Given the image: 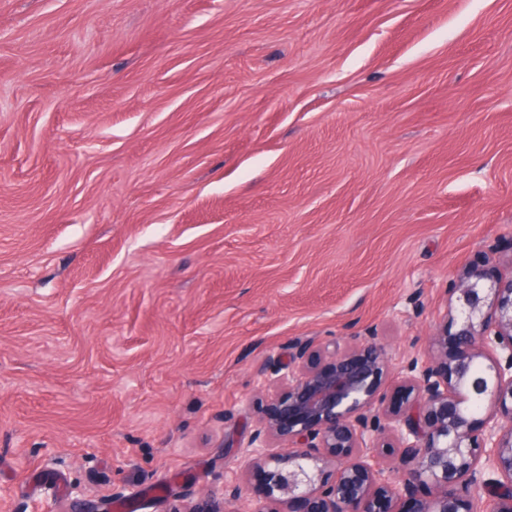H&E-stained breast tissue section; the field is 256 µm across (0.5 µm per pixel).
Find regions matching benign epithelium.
Returning a JSON list of instances; mask_svg holds the SVG:
<instances>
[{"mask_svg":"<svg viewBox=\"0 0 512 512\" xmlns=\"http://www.w3.org/2000/svg\"><path fill=\"white\" fill-rule=\"evenodd\" d=\"M457 314L437 352L400 367L398 410L379 398L392 362L376 336L305 345L262 373L273 397L239 454L268 469L266 512H482L474 488L496 494L494 512H512V275L487 284L465 274ZM277 441L295 450L277 453ZM377 448L396 451V464ZM311 460L332 465L333 480L316 484ZM242 493L232 478L222 497L183 512H224Z\"/></svg>","mask_w":512,"mask_h":512,"instance_id":"7a95c632","label":"benign epithelium"}]
</instances>
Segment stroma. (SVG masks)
Instances as JSON below:
<instances>
[{
    "instance_id": "35a3bbf8",
    "label": "stroma",
    "mask_w": 512,
    "mask_h": 512,
    "mask_svg": "<svg viewBox=\"0 0 512 512\" xmlns=\"http://www.w3.org/2000/svg\"><path fill=\"white\" fill-rule=\"evenodd\" d=\"M512 274V0H0V512H264L261 369ZM243 488L236 478H231L224 486V494L222 497L204 496L184 512H224V504L226 500L237 501L242 498Z\"/></svg>"
}]
</instances>
